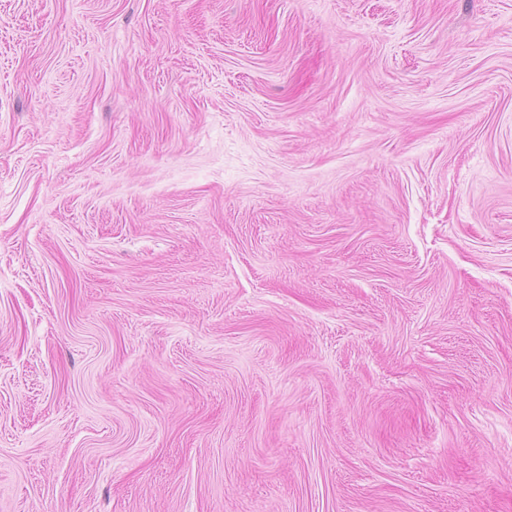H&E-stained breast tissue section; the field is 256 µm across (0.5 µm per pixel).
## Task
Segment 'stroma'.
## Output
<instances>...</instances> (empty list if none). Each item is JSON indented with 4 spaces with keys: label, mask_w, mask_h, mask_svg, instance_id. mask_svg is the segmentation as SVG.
<instances>
[{
    "label": "stroma",
    "mask_w": 512,
    "mask_h": 512,
    "mask_svg": "<svg viewBox=\"0 0 512 512\" xmlns=\"http://www.w3.org/2000/svg\"><path fill=\"white\" fill-rule=\"evenodd\" d=\"M0 512H512V0H0Z\"/></svg>",
    "instance_id": "obj_1"
}]
</instances>
